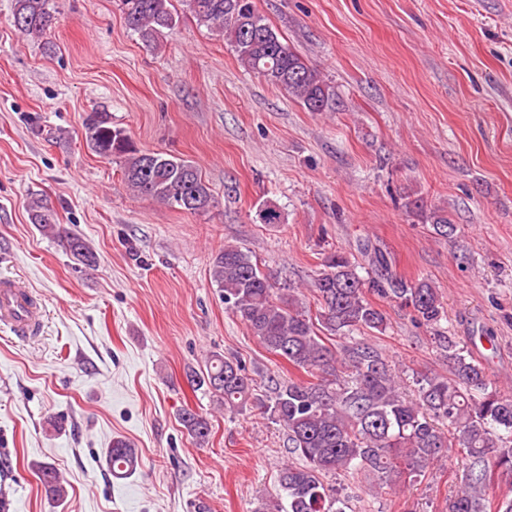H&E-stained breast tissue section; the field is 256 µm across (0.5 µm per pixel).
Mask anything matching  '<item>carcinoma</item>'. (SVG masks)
Returning <instances> with one entry per match:
<instances>
[{
    "label": "carcinoma",
    "instance_id": "cac0c4a2",
    "mask_svg": "<svg viewBox=\"0 0 512 512\" xmlns=\"http://www.w3.org/2000/svg\"><path fill=\"white\" fill-rule=\"evenodd\" d=\"M198 26L224 39L241 66L263 76L310 112L336 111L335 86L310 66L256 9L254 0H182ZM126 27L148 47L159 45L176 26L174 0H118ZM12 23L26 37L51 33L55 14L51 0H15ZM87 147L120 164L131 195L149 198L189 214L214 206L211 188L190 160L137 147L131 136L112 126L108 113L90 112L83 122ZM31 222L57 240L79 264L96 266L86 242L57 223L53 209L35 198ZM435 235L457 230L448 211L425 214ZM255 219L282 223L279 206L260 203ZM372 275L357 272L346 252L324 256L309 287L319 304L316 315L293 294L283 293L278 277L261 269L248 250L226 246L210 263L212 283L224 306L271 353L310 375L306 380L268 378L267 393L241 360L212 355L205 369L187 375L191 386L205 391L229 412L255 409L288 430V448L302 463L284 465L278 485L285 502L277 512H344L339 491L326 478L336 473L377 477L379 487L394 489L422 475L450 448L462 449L467 460L463 484L452 491L445 512H512V499L491 504L485 498L490 464L512 483V396L491 381L484 362L441 326L447 319L438 289L428 279L408 281L388 272L382 254L373 260ZM397 303L418 325L435 331L433 339L451 367L450 377L415 378L414 395H402V377L380 352L355 338L361 331L383 333L389 318L372 297ZM329 336L349 341L339 347ZM180 422L193 439L210 434L206 417L186 408ZM108 461L115 475H130L139 455L121 437L112 439ZM45 489L61 500L65 487L57 468L35 465Z\"/></svg>",
    "mask_w": 512,
    "mask_h": 512
}]
</instances>
